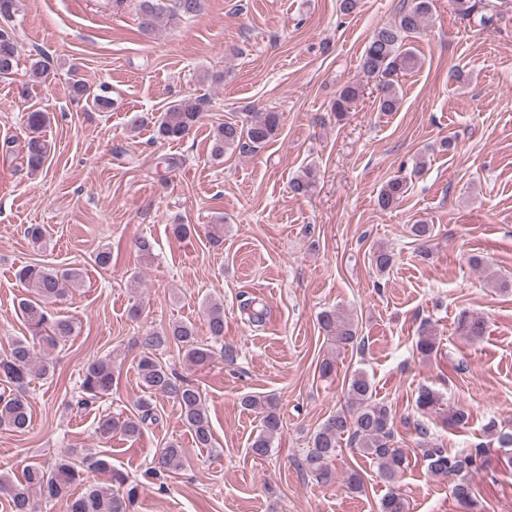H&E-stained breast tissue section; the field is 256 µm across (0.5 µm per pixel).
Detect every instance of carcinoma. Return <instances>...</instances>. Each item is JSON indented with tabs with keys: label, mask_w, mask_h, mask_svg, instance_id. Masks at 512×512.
<instances>
[{
	"label": "carcinoma",
	"mask_w": 512,
	"mask_h": 512,
	"mask_svg": "<svg viewBox=\"0 0 512 512\" xmlns=\"http://www.w3.org/2000/svg\"><path fill=\"white\" fill-rule=\"evenodd\" d=\"M457 9L463 16H477L487 28L493 25L494 14L488 12L482 0H456ZM204 7V0H172L165 7L156 0H140L142 27L147 31L166 30L175 25L178 18L194 16ZM431 11V0H412L409 7L401 9L394 21L377 27L366 44L360 60L365 77L376 82L377 111L395 112L400 105L399 76L416 67L417 56L409 39L423 28ZM21 48L16 38L0 27V78H9L19 68ZM70 90L75 99H85L100 112L112 108V97L107 84L90 85L70 68ZM26 81L20 96L30 95L33 86L52 80L54 70L43 54L29 55L25 65ZM362 86L358 82L344 84L332 105L337 118H343L360 96ZM200 100L187 95L173 101L155 121L158 135L166 140L184 137L200 120ZM28 136L25 158L30 173L38 172L50 151L45 139L50 125V112L44 106L34 108L24 115ZM280 115L274 111H258L251 115L247 126L224 122L213 130L211 153L220 158L227 151L243 154L254 151L269 142L277 133ZM314 183V175L307 169L293 178L294 193L305 195ZM408 191L407 180L393 177L387 180L378 195L379 206L388 209L402 199ZM378 272L384 273L393 266V255L385 248L373 253ZM19 280L27 288V295L18 301V308L26 323L28 337L16 339L9 351L0 354V384L9 392L0 393V428L14 432L26 430L31 422L27 389L35 380L53 373L52 361L36 350V345L56 347L74 334L73 322L62 318L47 308V303L60 301L72 288L78 287L80 272L75 269L58 271L41 265H26L18 272ZM210 335L218 339L224 336V307L211 304L206 312ZM319 324L336 348L359 346L358 321L349 313L326 310L319 316ZM486 329L485 320L468 311L457 320L460 335L471 340L481 338ZM133 345L140 349L137 374L146 396L135 407V414L121 419L101 417L96 433L102 440L119 432L129 438L140 434L142 427L159 420L156 398L162 397L178 406L193 442L198 448L214 447L213 431L201 392L194 384L162 363L156 352L174 345L182 358L196 367L212 363L215 352L210 345L198 340L192 323L174 321L160 330L150 329L133 338ZM118 384L114 361L99 359L89 364L81 382L78 404L88 407L110 395ZM347 399L350 406L330 415L312 438V445L304 457V465L317 481L336 483V471L332 463L342 452L341 440L360 455L369 458L376 466L379 477L394 485L405 467L406 456L393 444V413L391 406L373 396L372 384L362 372L354 373L347 383ZM244 408L261 415L259 433L250 443V452L256 457H266L272 443L282 428L280 414L274 400L267 396L249 395L242 400ZM440 405V395L425 386L418 390L417 408L425 414L433 413ZM489 436L505 449L512 461V430L505 431L495 421L485 426ZM420 452L429 470L448 478L452 496L463 505L473 501L470 473L477 468L486 449L481 446L450 451L431 440H423ZM183 450L170 441L157 452L148 468V475L161 479L179 468ZM95 473L100 479L89 482L87 476ZM140 493L139 484L129 476L113 468L105 455L80 452L73 448L56 458L50 466L33 464L22 477L11 479L0 475V498H5L12 512H43V506L57 501L65 502V512H135ZM380 512H407V502L395 488L380 502Z\"/></svg>",
	"instance_id": "cac0c4a2"
}]
</instances>
